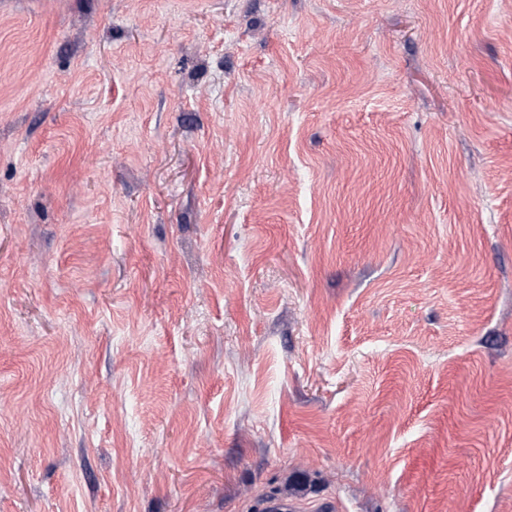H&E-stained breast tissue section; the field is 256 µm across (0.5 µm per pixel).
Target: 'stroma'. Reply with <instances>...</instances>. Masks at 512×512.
<instances>
[{
    "label": "stroma",
    "instance_id": "1",
    "mask_svg": "<svg viewBox=\"0 0 512 512\" xmlns=\"http://www.w3.org/2000/svg\"><path fill=\"white\" fill-rule=\"evenodd\" d=\"M512 512V0H0V512Z\"/></svg>",
    "mask_w": 512,
    "mask_h": 512
}]
</instances>
